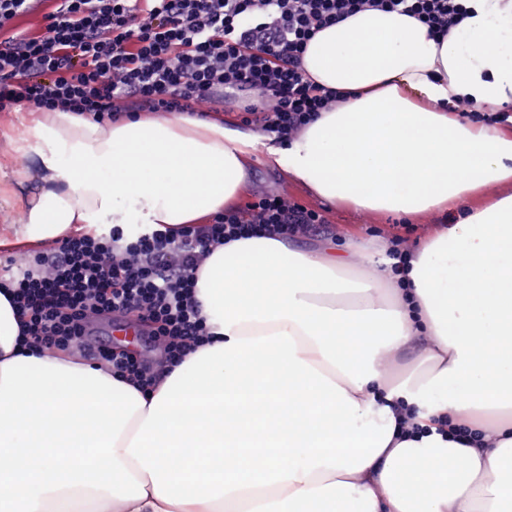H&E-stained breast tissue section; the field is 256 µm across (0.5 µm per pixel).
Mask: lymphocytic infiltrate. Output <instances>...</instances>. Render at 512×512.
<instances>
[{
  "label": "lymphocytic infiltrate",
  "mask_w": 512,
  "mask_h": 512,
  "mask_svg": "<svg viewBox=\"0 0 512 512\" xmlns=\"http://www.w3.org/2000/svg\"><path fill=\"white\" fill-rule=\"evenodd\" d=\"M45 0H0V112L56 109L114 122L134 112L208 117L233 103L244 123L287 141L341 91L315 85L302 56L316 33L365 9L399 11L447 36L461 0H52L45 30L19 18ZM324 217L260 192L245 206L176 234L64 239L33 259L9 258L28 336L46 351L74 349L91 365L151 388L207 334L194 289L201 259L239 238L314 233ZM153 323L155 360L99 338L108 314Z\"/></svg>",
  "instance_id": "lymphocytic-infiltrate-1"
}]
</instances>
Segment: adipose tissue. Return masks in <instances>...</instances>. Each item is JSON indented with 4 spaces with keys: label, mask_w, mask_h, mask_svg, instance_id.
<instances>
[{
    "label": "adipose tissue",
    "mask_w": 512,
    "mask_h": 512,
    "mask_svg": "<svg viewBox=\"0 0 512 512\" xmlns=\"http://www.w3.org/2000/svg\"><path fill=\"white\" fill-rule=\"evenodd\" d=\"M467 7L438 41L380 10L320 31L303 67L347 97L283 145L24 110L7 139L40 190L0 249L207 223L257 155L359 214L463 216L399 270L361 237L215 249L195 288L210 338L147 393L23 347L0 286V512H512V134L454 114L512 110V0Z\"/></svg>",
    "instance_id": "1"
}]
</instances>
